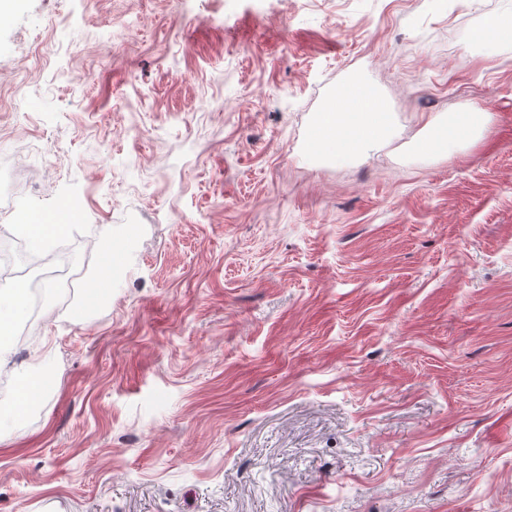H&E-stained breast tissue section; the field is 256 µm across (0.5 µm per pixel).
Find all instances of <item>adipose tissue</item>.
Returning a JSON list of instances; mask_svg holds the SVG:
<instances>
[{"mask_svg":"<svg viewBox=\"0 0 512 512\" xmlns=\"http://www.w3.org/2000/svg\"><path fill=\"white\" fill-rule=\"evenodd\" d=\"M489 118L486 112L471 109L460 113L443 133L429 141V148H447L449 142H466L485 131ZM392 127L384 98L352 81L337 91L328 111L318 113L314 136L318 147L339 152L365 154L390 139ZM72 214L67 208L55 211L30 210L23 214L15 232L28 238L38 249H45L71 230ZM28 290L16 282L0 289V367L8 365L9 339L27 312Z\"/></svg>","mask_w":512,"mask_h":512,"instance_id":"ef3b65f1","label":"adipose tissue"}]
</instances>
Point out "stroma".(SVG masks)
<instances>
[{
  "label": "stroma",
  "mask_w": 512,
  "mask_h": 512,
  "mask_svg": "<svg viewBox=\"0 0 512 512\" xmlns=\"http://www.w3.org/2000/svg\"><path fill=\"white\" fill-rule=\"evenodd\" d=\"M512 0H18L0 241L67 276L0 383V512H512ZM392 138L310 139L350 79ZM487 131L419 152L444 118ZM112 245L100 267L97 245ZM50 353L35 360L37 344ZM72 213L65 207L55 211L29 210L23 213L21 224H12L15 232L28 238L38 249H45L71 231ZM17 380L20 389L17 391L9 413L14 417L20 416L27 408L35 402L44 393V379L36 373H22L18 375Z\"/></svg>",
  "instance_id": "1"
}]
</instances>
